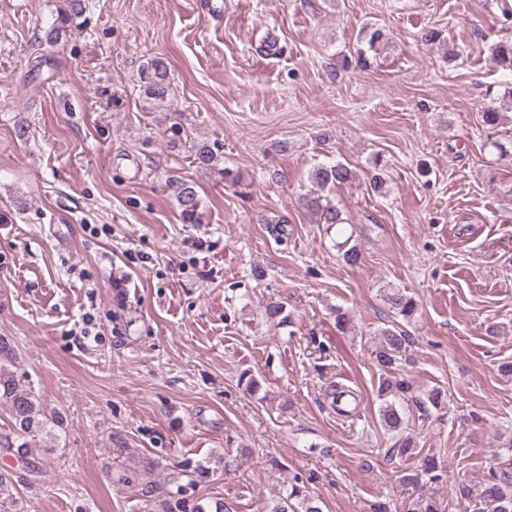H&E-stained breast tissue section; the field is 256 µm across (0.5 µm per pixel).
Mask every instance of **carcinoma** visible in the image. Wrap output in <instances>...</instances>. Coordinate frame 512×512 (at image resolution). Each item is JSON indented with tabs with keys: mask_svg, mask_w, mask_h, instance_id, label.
<instances>
[{
	"mask_svg": "<svg viewBox=\"0 0 512 512\" xmlns=\"http://www.w3.org/2000/svg\"><path fill=\"white\" fill-rule=\"evenodd\" d=\"M381 37L382 31L379 29L365 32L364 42L367 49L358 51V61L367 63L366 51L376 50ZM493 56L498 67L512 72V45L496 47ZM168 70L167 59L154 57L147 62L142 71L145 93L150 100L158 104L170 102ZM312 178L320 194L310 198L309 206L320 214L323 223L338 226L345 224L346 219L343 218L342 212L325 201V196L321 195V192L349 182L354 178V172L342 163L321 164L313 169ZM176 201L183 223H199L200 199L194 186L187 183L178 185ZM386 299L395 314L407 321L418 311L417 300L398 289H389ZM411 345V336L396 327L381 330L375 348V362L381 371L377 387L380 425L385 430L395 433L393 453L401 457H420L418 466L404 471L401 475V482L405 487H416L424 482L435 485L443 480L435 457L430 454L420 455L416 441L402 434L406 428L404 404L412 398L413 386L402 376L399 365L406 358ZM7 360H15V354L11 345L0 338V403L7 405L16 432L12 438H0V448L24 461L31 448L29 438L46 429L50 419L45 415L31 388L21 383V377L7 368ZM185 473L189 483L177 489L178 498L168 504L171 512H183L187 508L191 509V512H226V506L222 502L213 506L205 503L188 506L189 490L208 476V469L197 465L185 469ZM475 500L479 504L477 512H512V470L502 469L494 474L492 480L480 485ZM447 508L448 505L444 504L440 496L430 493L412 499L407 512H447ZM269 512H321V508L301 486L300 478L295 477Z\"/></svg>",
	"mask_w": 512,
	"mask_h": 512,
	"instance_id": "cac0c4a2",
	"label": "carcinoma"
}]
</instances>
